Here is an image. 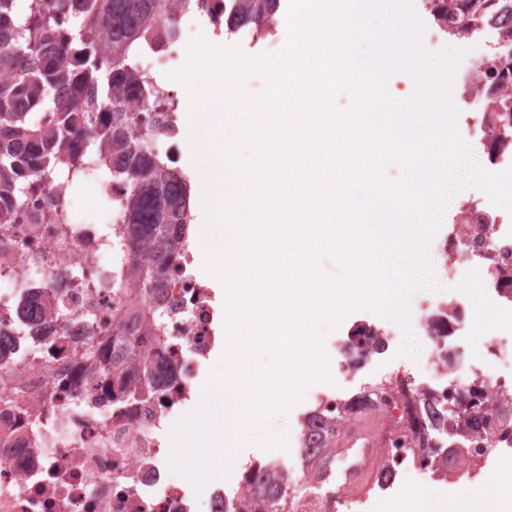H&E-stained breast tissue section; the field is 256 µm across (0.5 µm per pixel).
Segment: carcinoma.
<instances>
[{"label": "carcinoma", "instance_id": "1", "mask_svg": "<svg viewBox=\"0 0 512 512\" xmlns=\"http://www.w3.org/2000/svg\"><path fill=\"white\" fill-rule=\"evenodd\" d=\"M216 25L233 33L248 27L263 37L272 32L279 0H224ZM199 6L197 0H84L75 16L68 0H0V198L22 199L29 190L26 170L50 182L71 170L81 156L93 157L125 188L121 206L127 216L135 257L124 282L148 295L163 287L168 262L179 242L166 226L186 237L185 209L190 183L159 161L152 151L155 126L151 111L158 91L137 67L136 57L150 48L155 33H172L178 15ZM426 12L448 37L466 39L480 26L512 14V0H425ZM24 22L15 23L17 12ZM109 45L97 43L99 28ZM494 62L507 59L496 74L483 70L476 91H485L492 138L512 137V98L501 94L512 75V27L494 45ZM124 104L122 112L99 117V104ZM126 358L138 381L146 367L139 350L126 344ZM254 491L225 512H268L269 498L286 507L291 479L274 466L258 470Z\"/></svg>", "mask_w": 512, "mask_h": 512}]
</instances>
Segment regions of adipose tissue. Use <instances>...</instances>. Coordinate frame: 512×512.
Instances as JSON below:
<instances>
[{"mask_svg":"<svg viewBox=\"0 0 512 512\" xmlns=\"http://www.w3.org/2000/svg\"><path fill=\"white\" fill-rule=\"evenodd\" d=\"M414 512H512V470L500 474L467 498L448 494L437 500L434 493L417 496Z\"/></svg>","mask_w":512,"mask_h":512,"instance_id":"ef3b65f1","label":"adipose tissue"}]
</instances>
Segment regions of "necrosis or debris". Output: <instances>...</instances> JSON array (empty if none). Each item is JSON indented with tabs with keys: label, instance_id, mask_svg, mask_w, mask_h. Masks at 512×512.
I'll list each match as a JSON object with an SVG mask.
<instances>
[{
	"label": "necrosis or debris",
	"instance_id": "4bbe7bcc",
	"mask_svg": "<svg viewBox=\"0 0 512 512\" xmlns=\"http://www.w3.org/2000/svg\"><path fill=\"white\" fill-rule=\"evenodd\" d=\"M183 41L161 35L142 56L143 73L178 68ZM30 181L0 225V282L14 286L0 293V512H224L221 480L199 495L168 467V433L200 404L216 345L215 293L191 272L195 254L185 245L174 252L160 326L145 332L135 319L143 296L112 283L133 258L114 247L122 215L77 222L72 186L36 172ZM430 249L443 277L466 273L482 303L417 298L413 329L433 346L427 371L375 382L386 424L370 446L399 480L470 483L512 450V215L487 197L464 199ZM119 318L152 362V388L139 396L121 395ZM467 398L481 406L479 426L459 434L453 416ZM455 435L467 463L446 471L436 451ZM335 443L300 425L294 483L331 476Z\"/></svg>",
	"mask_w": 512,
	"mask_h": 512
}]
</instances>
